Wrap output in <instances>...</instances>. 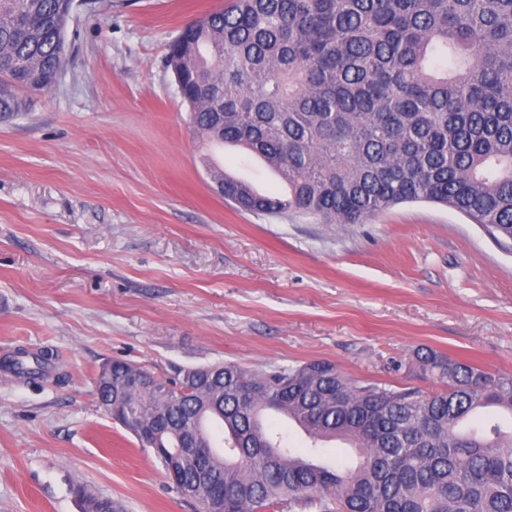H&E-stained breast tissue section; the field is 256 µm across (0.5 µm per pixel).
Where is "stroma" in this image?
I'll return each mask as SVG.
<instances>
[{
    "label": "stroma",
    "mask_w": 512,
    "mask_h": 512,
    "mask_svg": "<svg viewBox=\"0 0 512 512\" xmlns=\"http://www.w3.org/2000/svg\"><path fill=\"white\" fill-rule=\"evenodd\" d=\"M224 0H82L58 83L0 118V360L53 352L45 378L0 369V512H199L93 395L122 358L167 379L315 359L435 391L434 352L512 374V248L446 206L365 224L246 212L206 173L168 45ZM225 171L277 180L241 149ZM76 495L83 504V512H123L119 502L95 497L82 487L76 489Z\"/></svg>",
    "instance_id": "35a3bbf8"
}]
</instances>
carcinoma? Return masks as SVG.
<instances>
[{"mask_svg":"<svg viewBox=\"0 0 512 512\" xmlns=\"http://www.w3.org/2000/svg\"><path fill=\"white\" fill-rule=\"evenodd\" d=\"M71 0H0V117L16 90L43 92L66 60ZM167 63L188 127L260 155L288 196L224 172V199L264 214L365 224L406 202L444 205L512 241V0H226L186 24ZM48 354L4 368L36 379ZM445 388L363 383L328 361L244 369L215 363L132 387L149 370L123 359L94 378L98 406L152 452L176 492L224 512L286 500L319 512H512V375L436 354ZM304 431L298 449L277 424ZM358 451L341 469L323 444ZM83 512H123L76 489Z\"/></svg>","mask_w":512,"mask_h":512,"instance_id":"1","label":"carcinoma"}]
</instances>
